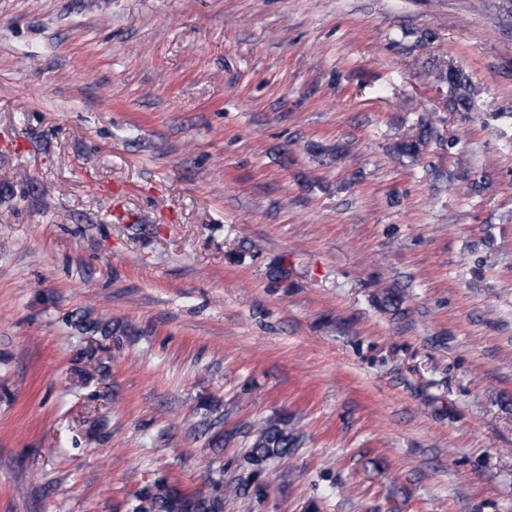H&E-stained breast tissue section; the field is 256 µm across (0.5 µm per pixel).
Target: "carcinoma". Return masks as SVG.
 <instances>
[{
  "label": "carcinoma",
  "mask_w": 512,
  "mask_h": 512,
  "mask_svg": "<svg viewBox=\"0 0 512 512\" xmlns=\"http://www.w3.org/2000/svg\"><path fill=\"white\" fill-rule=\"evenodd\" d=\"M438 80L448 83V89L454 104L464 110L471 105L478 95L468 75L461 69L450 66L438 71ZM436 137L435 128L428 123H421L417 129L399 138L393 145V152L399 156L417 157L425 151L428 144ZM224 425L221 419L204 423L203 433H211L209 444L217 447L224 442ZM295 447V439L288 434V420L270 418L263 422L254 432L247 453L248 463L258 468L269 459L288 456ZM248 485L239 482L229 483L224 490L206 493L202 490L188 491L175 485L162 484L155 490L140 493V505L137 512H224V497L246 495Z\"/></svg>",
  "instance_id": "cac0c4a2"
}]
</instances>
